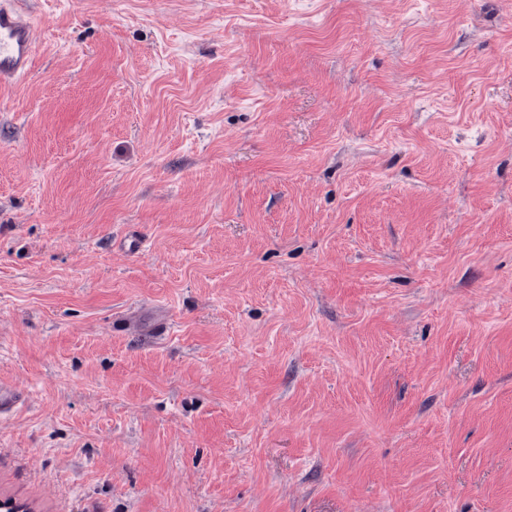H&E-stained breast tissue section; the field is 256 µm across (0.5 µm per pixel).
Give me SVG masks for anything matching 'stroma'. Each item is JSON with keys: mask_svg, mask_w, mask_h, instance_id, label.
<instances>
[{"mask_svg": "<svg viewBox=\"0 0 512 512\" xmlns=\"http://www.w3.org/2000/svg\"><path fill=\"white\" fill-rule=\"evenodd\" d=\"M27 7L0 499L512 512V0Z\"/></svg>", "mask_w": 512, "mask_h": 512, "instance_id": "stroma-1", "label": "stroma"}]
</instances>
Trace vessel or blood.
Returning a JSON list of instances; mask_svg holds the SVG:
<instances>
[{
	"label": "vessel or blood",
	"mask_w": 512,
	"mask_h": 512,
	"mask_svg": "<svg viewBox=\"0 0 512 512\" xmlns=\"http://www.w3.org/2000/svg\"><path fill=\"white\" fill-rule=\"evenodd\" d=\"M22 0H0V85L18 83L30 74L37 24Z\"/></svg>",
	"instance_id": "1"
}]
</instances>
